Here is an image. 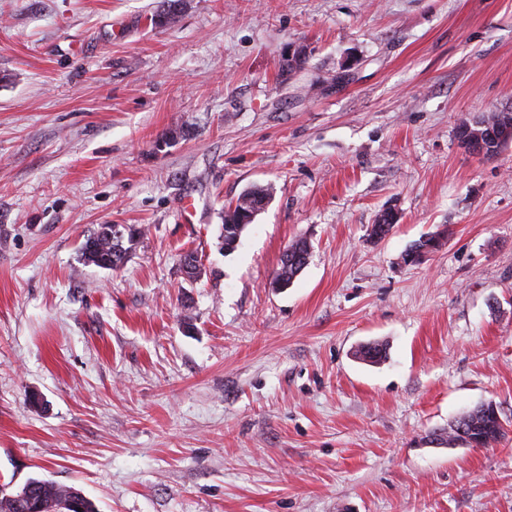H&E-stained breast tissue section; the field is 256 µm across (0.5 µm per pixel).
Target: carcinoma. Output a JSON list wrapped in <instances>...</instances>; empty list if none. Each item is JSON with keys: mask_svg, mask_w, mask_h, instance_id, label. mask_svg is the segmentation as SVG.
<instances>
[{"mask_svg": "<svg viewBox=\"0 0 512 512\" xmlns=\"http://www.w3.org/2000/svg\"><path fill=\"white\" fill-rule=\"evenodd\" d=\"M271 197V188L255 186L245 190L236 201L224 207L222 237L224 252H233L250 217L265 208ZM142 230L133 225L101 224L87 234L80 247V260L85 265L116 271L123 268L131 257L134 242ZM310 245L297 239L288 245V261H280L278 275L292 281L295 274L306 266ZM481 442L489 448L505 435L504 425L495 412L485 406L461 416L448 430V445L453 446L460 435ZM77 504L73 512H97V506L84 493L74 487L60 485L49 479L30 478L21 487V501L33 504L38 512H61L68 501Z\"/></svg>", "mask_w": 512, "mask_h": 512, "instance_id": "cac0c4a2", "label": "carcinoma"}]
</instances>
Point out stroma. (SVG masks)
Instances as JSON below:
<instances>
[{"label":"stroma","instance_id":"35a3bbf8","mask_svg":"<svg viewBox=\"0 0 512 512\" xmlns=\"http://www.w3.org/2000/svg\"><path fill=\"white\" fill-rule=\"evenodd\" d=\"M164 7L0 0V470L99 512H512V143L457 138L512 108V0ZM101 224L144 230L120 270ZM489 402L498 444L442 442ZM271 197V187L255 186L245 190L235 202L224 207L222 237L224 252H233L246 227L252 223L250 217L262 211ZM142 230L133 225L101 224L87 234L80 247V260L107 270H120L131 257ZM288 250V251H287ZM288 252V265L281 258L277 276H282L288 282L292 281L297 272L306 266L310 255V245L304 239H297L288 245L282 257Z\"/></svg>","mask_w":512,"mask_h":512}]
</instances>
